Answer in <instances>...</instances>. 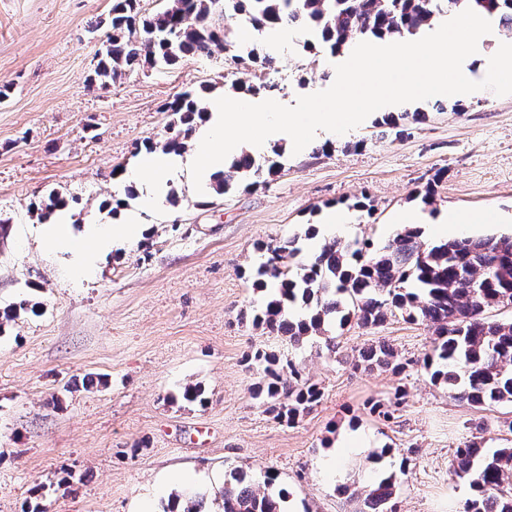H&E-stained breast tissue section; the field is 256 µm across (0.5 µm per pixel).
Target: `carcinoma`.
Wrapping results in <instances>:
<instances>
[{
  "label": "carcinoma",
  "mask_w": 512,
  "mask_h": 512,
  "mask_svg": "<svg viewBox=\"0 0 512 512\" xmlns=\"http://www.w3.org/2000/svg\"><path fill=\"white\" fill-rule=\"evenodd\" d=\"M486 13L512 30V0H166L152 15H143L140 0H113L108 35L98 54L94 79L110 85L138 65L174 66L188 58L215 52L230 54V62L261 71L273 57L253 48L235 54L233 22L244 16L254 30L264 32L294 25L313 39L304 47L325 46L340 52L366 38L398 40L432 26L439 17L466 8ZM169 113L167 135L161 142L147 141L148 152L181 154L190 148L196 124L207 110L199 96L183 92L165 103ZM268 168L256 164L249 153L236 157L220 175L217 191L239 184L267 183ZM68 206L56 193L37 214L42 223L54 210ZM419 227H405L383 248L371 253L369 245L324 243L307 263L298 261L301 241L317 236L307 228L276 244L261 245L266 260L250 272L255 290L264 293L259 308L249 314L252 325L280 336L291 346L317 337L328 353L336 352L331 326H344L353 318L363 328L383 325L391 318L425 322L434 328L432 353L422 361L431 381L452 390L455 399L472 406L512 405V320L490 321V308L512 307V235L463 237L421 249ZM297 261L294 275L283 259ZM27 300L0 311V328L20 312L33 311ZM247 362L262 373L252 392L274 419L293 425L322 399L321 388L302 378L292 360L256 350ZM358 362L368 369L401 373L406 364L392 347L378 342L364 349ZM406 392L370 402L372 413L385 420L404 405ZM453 469L468 481L472 495L463 512H512V446L487 453L478 441L456 450ZM395 477L388 476L353 495L362 499L359 512H395ZM221 512H288L290 493L271 471L260 488L238 472L230 474L221 494ZM184 502L183 512H202L203 497L187 492L174 497Z\"/></svg>",
  "instance_id": "1"
}]
</instances>
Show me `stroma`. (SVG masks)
<instances>
[{
  "instance_id": "1",
  "label": "stroma",
  "mask_w": 512,
  "mask_h": 512,
  "mask_svg": "<svg viewBox=\"0 0 512 512\" xmlns=\"http://www.w3.org/2000/svg\"><path fill=\"white\" fill-rule=\"evenodd\" d=\"M112 0H0V217L12 229L0 243V310L30 299L41 314L21 313L0 330V512H24L40 488L47 512H134L170 471L182 489L205 493L209 512L231 470L262 480L274 470L292 512H358L344 483L362 488L395 475L398 512H463L471 495L457 478L456 448L477 440L501 447L512 406L472 408L433 384L421 361L434 333L401 318L376 328L348 324L328 355L309 340L293 347L241 315L261 300L247 277L259 245L306 225L317 243L339 239L385 246L402 212L471 214L473 235L512 234V94L406 106L394 119L375 112L343 135L321 134L300 152L283 149L282 168L266 185L227 195L172 185L177 203L141 211L128 178L145 140H161L162 104L211 85L234 96L253 72L224 56L167 68L140 67L119 83L92 78L108 31ZM293 30L270 77L291 101L325 90L336 72L326 51L304 49ZM433 184L432 204L412 196ZM69 197L71 230L129 223L91 276L78 277L67 253L52 252L31 211L50 191ZM348 223L322 224L330 208ZM384 341L413 368L396 375L357 367L362 348ZM273 350L293 359L323 390L321 402L288 427L267 414L251 390L260 374L247 354ZM188 384L205 405L171 402ZM405 386L394 419L370 416V399ZM359 432L367 447L345 448ZM382 459H375V452ZM68 485H61L62 477Z\"/></svg>"
}]
</instances>
